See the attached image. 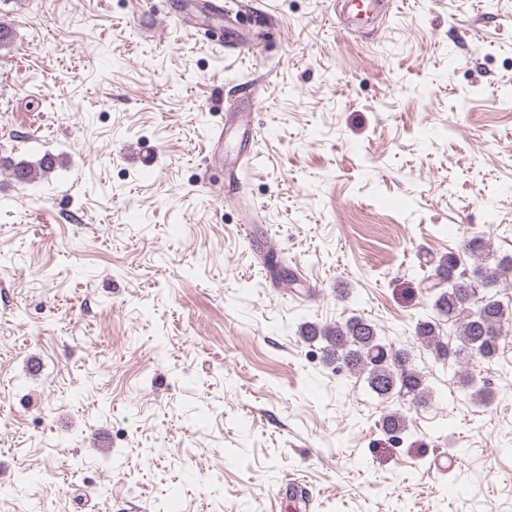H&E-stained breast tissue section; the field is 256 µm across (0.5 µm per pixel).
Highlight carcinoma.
Wrapping results in <instances>:
<instances>
[{
    "mask_svg": "<svg viewBox=\"0 0 512 512\" xmlns=\"http://www.w3.org/2000/svg\"><path fill=\"white\" fill-rule=\"evenodd\" d=\"M56 164V158L48 154L35 164L0 157V166L19 183L50 173ZM490 258L489 246L479 237L467 240L462 252L440 257L427 283L434 293L435 317L420 319L415 325L420 343L432 348L442 360L454 358L459 366L457 382L471 400L480 403L490 402L491 394L475 384L469 366L493 360L501 339L512 331V309L495 294L497 290H512V265L501 261L492 265ZM442 321L456 329L457 343L452 349L440 336ZM302 335L311 342H325L326 361L364 377L370 391L384 402L397 397L420 405L431 397L425 376L413 363L411 349L384 342L372 323L362 317L326 326L307 322ZM381 427L387 433L402 434L406 421L399 411L388 409L381 416Z\"/></svg>",
    "mask_w": 512,
    "mask_h": 512,
    "instance_id": "cac0c4a2",
    "label": "carcinoma"
}]
</instances>
